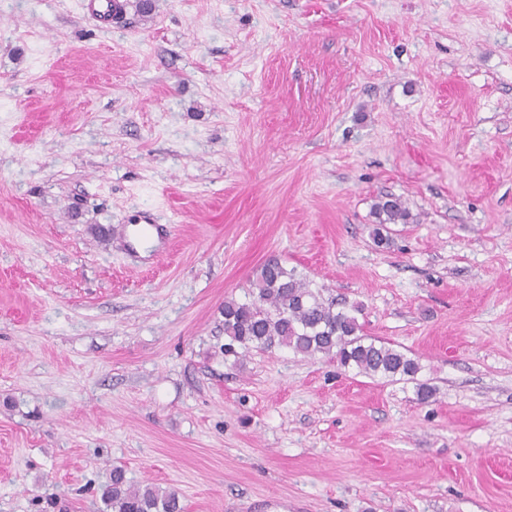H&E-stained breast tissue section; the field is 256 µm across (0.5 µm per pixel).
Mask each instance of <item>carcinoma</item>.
I'll return each instance as SVG.
<instances>
[{"label":"carcinoma","mask_w":512,"mask_h":512,"mask_svg":"<svg viewBox=\"0 0 512 512\" xmlns=\"http://www.w3.org/2000/svg\"><path fill=\"white\" fill-rule=\"evenodd\" d=\"M373 215L377 224L372 237L379 246L390 243L388 225L406 224L411 218L400 198L393 195L379 197ZM360 313L359 304L324 297L322 290L310 288L295 270L272 259L256 273L246 301L224 300V358L237 360L252 351L275 349L310 357L321 354L358 374L412 382L422 403L434 398L436 387L418 379L419 361L365 335ZM103 499L112 512H183L176 492L134 487L119 467L112 468Z\"/></svg>","instance_id":"cac0c4a2"}]
</instances>
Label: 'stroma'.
I'll return each instance as SVG.
<instances>
[{"label": "stroma", "mask_w": 512, "mask_h": 512, "mask_svg": "<svg viewBox=\"0 0 512 512\" xmlns=\"http://www.w3.org/2000/svg\"><path fill=\"white\" fill-rule=\"evenodd\" d=\"M145 212L152 263L107 241ZM273 257L434 398L226 362ZM115 466L184 512H512V0H0V512H102ZM82 12L99 23L102 28L112 26L114 0H80ZM373 215L378 224H375L372 230V237L378 246L390 243L387 224H407L411 218L410 212L400 198L393 195L379 197L373 206Z\"/></svg>", "instance_id": "stroma-1"}]
</instances>
